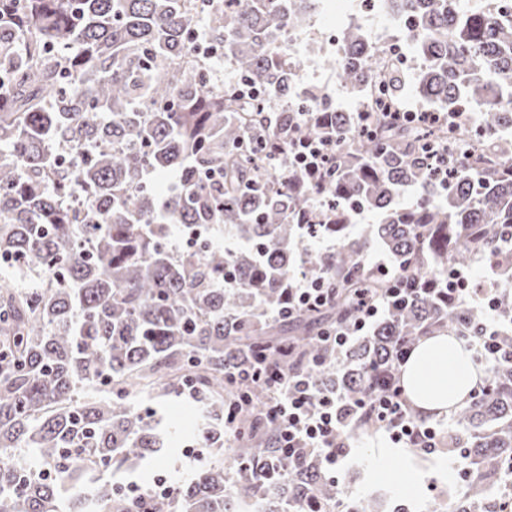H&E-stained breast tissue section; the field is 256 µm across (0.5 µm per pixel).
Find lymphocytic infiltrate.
Wrapping results in <instances>:
<instances>
[{"instance_id":"f902f5d3","label":"lymphocytic infiltrate","mask_w":512,"mask_h":512,"mask_svg":"<svg viewBox=\"0 0 512 512\" xmlns=\"http://www.w3.org/2000/svg\"><path fill=\"white\" fill-rule=\"evenodd\" d=\"M335 155L332 140L297 136L289 143L287 160L293 168L320 177L328 172ZM498 294L495 288L469 287L463 270L455 269L450 274L448 296L451 301L478 307L484 313L481 331L471 342L477 347L478 361L487 369L493 368L500 354L507 351L498 340L504 323L499 312ZM330 299L325 279L303 271L294 279L289 305L294 310H318ZM382 312L381 301L361 299L350 323L324 330L321 338L336 347H345L378 320ZM267 380L279 392L269 406L267 416L277 429L282 460H293L300 451L308 449L315 451L328 466H336L347 452L348 432L352 425L351 420L340 416L341 409L349 404L347 397L316 390L306 379L287 377L273 370L268 371ZM365 406L394 443L426 452L434 448L435 428L421 426L412 418L400 388L366 400Z\"/></svg>"}]
</instances>
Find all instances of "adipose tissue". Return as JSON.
<instances>
[{"label": "adipose tissue", "instance_id": "adipose-tissue-1", "mask_svg": "<svg viewBox=\"0 0 512 512\" xmlns=\"http://www.w3.org/2000/svg\"><path fill=\"white\" fill-rule=\"evenodd\" d=\"M480 377L470 348L452 335L424 337L401 372L407 398L424 416L443 415L465 404Z\"/></svg>", "mask_w": 512, "mask_h": 512}]
</instances>
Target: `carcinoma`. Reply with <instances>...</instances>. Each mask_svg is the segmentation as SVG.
<instances>
[{
	"label": "carcinoma",
	"mask_w": 512,
	"mask_h": 512,
	"mask_svg": "<svg viewBox=\"0 0 512 512\" xmlns=\"http://www.w3.org/2000/svg\"><path fill=\"white\" fill-rule=\"evenodd\" d=\"M317 0H0V263L39 270L37 288L0 279V512H332L338 481L315 453L275 464L270 391L230 379L274 367L311 376L353 401L396 384L397 356L424 336L469 335L483 311L448 300V268L512 252V139L500 154L471 151L448 166L438 195L427 130L324 106L305 123L297 70L270 48L303 32ZM411 24L423 56L420 99L448 110L477 103L478 126L512 129V22L461 0H386ZM235 78L209 82L194 36ZM375 68L361 28L344 37L338 78L352 93ZM336 141V165L319 182L272 154L295 135ZM174 171L163 196L146 176ZM411 189L415 200L404 203ZM360 198L377 216L366 235L345 210ZM222 231L239 247L190 245L173 254L174 227ZM306 239L332 251L302 253ZM394 274L421 288L389 304L341 351L319 332L352 320L359 297L388 298L393 274L365 263L370 240ZM333 296L318 311L288 312L305 264ZM231 279L234 285L226 286ZM195 391L204 423L197 444L224 448L233 471L210 462L156 504L133 502L93 472L126 470L157 452L149 417L130 401L160 389ZM465 434L441 450L470 459L469 496L451 512H501L486 485L512 462V359L489 371L455 412ZM34 453L40 468L14 461Z\"/></svg>",
	"instance_id": "obj_1"
}]
</instances>
